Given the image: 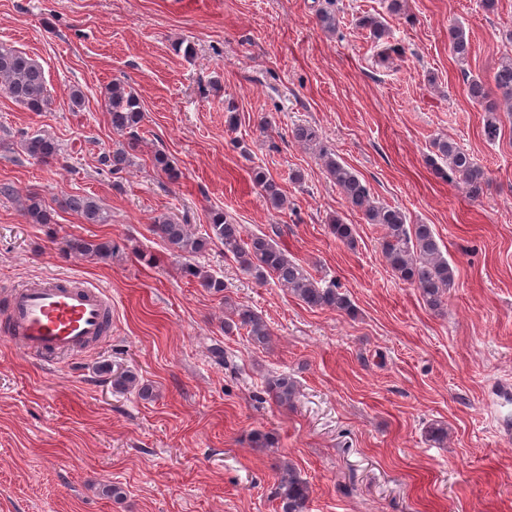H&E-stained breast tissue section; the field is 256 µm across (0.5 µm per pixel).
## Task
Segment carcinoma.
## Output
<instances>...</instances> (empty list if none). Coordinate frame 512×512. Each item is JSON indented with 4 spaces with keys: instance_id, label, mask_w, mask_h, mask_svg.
I'll use <instances>...</instances> for the list:
<instances>
[{
    "instance_id": "cac0c4a2",
    "label": "carcinoma",
    "mask_w": 512,
    "mask_h": 512,
    "mask_svg": "<svg viewBox=\"0 0 512 512\" xmlns=\"http://www.w3.org/2000/svg\"><path fill=\"white\" fill-rule=\"evenodd\" d=\"M451 43L459 60L468 58L470 43L462 27L457 26L451 30ZM467 84L470 97L486 113L487 137L496 138L499 134L498 112L503 108L512 112V56L503 58L494 74V84L500 95H492L479 79L472 78ZM0 93L30 112H44L51 104L40 63L2 41ZM105 106L112 129L126 136L124 141L102 158L104 165L112 168V174L118 175L132 163L140 146L137 129L142 122L143 112L138 98L119 80L112 81L108 86ZM291 136L303 145L319 143L317 129L309 125L295 127ZM20 146L25 154L41 162H47L59 153L58 145L46 135H28L20 141ZM433 147L435 153L429 157V162L435 167L440 160L445 163L448 182L463 184L473 198L483 195L488 177L473 163L468 153L446 138L435 139ZM318 156L348 207L362 213L367 223L380 226L383 232L381 253L394 276L417 288L429 309L442 310L455 288V272L443 256L432 225L411 224L401 209L372 201L369 188L357 172L337 160L326 147H319ZM253 181L260 187L263 197L272 208L281 209L287 204L280 186L265 172L254 171ZM64 205L79 214L88 224L108 223V212L94 197L70 196L64 200ZM22 211L29 224L50 223V205L37 193L27 196ZM153 228L169 248L184 259L183 273L199 279L203 287L216 293L224 291V280L203 269L195 262V258L207 252L211 246L219 244L224 248V256L235 260L241 270L257 278L274 275L281 287L306 305L334 310L351 317L355 315L354 305L340 287L334 284L324 286L314 280L301 264L278 245L275 236L280 234V230L276 227L272 228L270 235H253L245 239L238 225L229 223L224 213L216 212L209 224L210 232L204 236L196 235L189 225L175 223L165 215L155 220ZM329 229L337 241L351 249L356 247L353 225L344 223L336 216L330 219ZM114 249L110 241L70 238L65 242L64 251L92 260L106 261L112 258ZM224 305L230 309V317L224 321V333L229 335L244 329L254 346L264 349L269 345L271 331L261 315L248 307L233 304L227 296L224 297ZM112 386L120 391L135 389L143 397L150 393V387L130 370L112 373ZM266 393L277 405L290 407L297 397L298 387L291 377L281 374L267 381ZM426 437L437 445L445 444L448 440L447 424L441 421L430 424ZM311 494L309 482L293 466L288 465L281 470L274 491L281 512H308Z\"/></svg>"
}]
</instances>
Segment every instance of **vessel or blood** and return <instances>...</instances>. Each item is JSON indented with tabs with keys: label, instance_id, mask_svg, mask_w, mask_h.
<instances>
[{
	"label": "vessel or blood",
	"instance_id": "obj_1",
	"mask_svg": "<svg viewBox=\"0 0 512 512\" xmlns=\"http://www.w3.org/2000/svg\"><path fill=\"white\" fill-rule=\"evenodd\" d=\"M112 297L73 277H46L12 291L0 338L53 363L105 336Z\"/></svg>",
	"mask_w": 512,
	"mask_h": 512
}]
</instances>
